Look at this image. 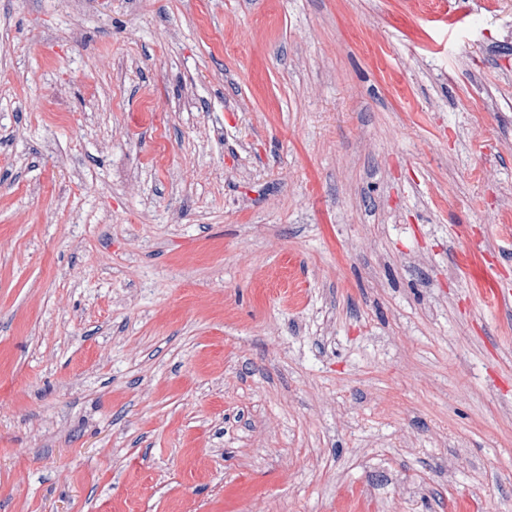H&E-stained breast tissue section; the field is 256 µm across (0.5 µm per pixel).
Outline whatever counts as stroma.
I'll return each instance as SVG.
<instances>
[{"label":"stroma","mask_w":512,"mask_h":512,"mask_svg":"<svg viewBox=\"0 0 512 512\" xmlns=\"http://www.w3.org/2000/svg\"><path fill=\"white\" fill-rule=\"evenodd\" d=\"M447 2L0 0V512H512V0ZM459 264L468 271L474 282V292L489 309L495 310L502 304L506 289L499 281L470 254L462 255Z\"/></svg>","instance_id":"stroma-1"}]
</instances>
